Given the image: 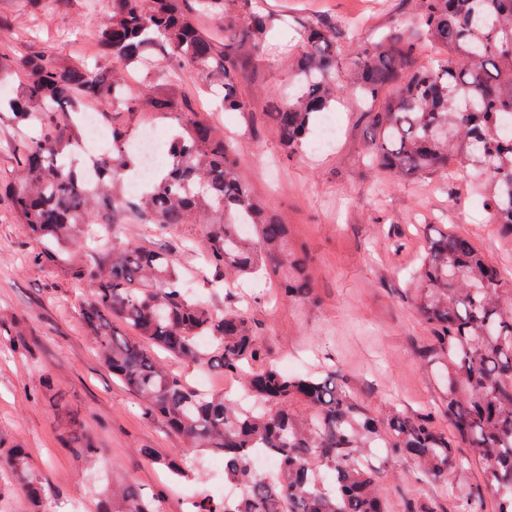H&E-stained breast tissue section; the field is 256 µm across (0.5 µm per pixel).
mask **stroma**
I'll list each match as a JSON object with an SVG mask.
<instances>
[{
	"label": "stroma",
	"mask_w": 512,
	"mask_h": 512,
	"mask_svg": "<svg viewBox=\"0 0 512 512\" xmlns=\"http://www.w3.org/2000/svg\"><path fill=\"white\" fill-rule=\"evenodd\" d=\"M416 0H288L290 14L334 18L346 36L336 71L338 141L319 155H287L274 132L272 113L293 87L290 61L302 51L286 33L275 34L264 52L240 74L242 91L262 99L251 114L224 112L207 96L199 112L223 126L239 148V172L267 211L287 226L290 252L307 254L308 274L318 298L304 304L280 296L282 270H269L250 288L213 285V270L202 255L205 231L187 224L162 236L153 225H113L115 240L168 250L186 270L189 292L218 311L246 310L268 361L281 369L321 373L337 366L350 387L385 418L394 409L433 404V386L417 352L433 333L413 306L409 277L425 252L431 227L469 239L512 280V236L491 224L466 172L451 170L417 180L380 172L368 152L371 116L346 88L355 55L366 38L396 21L416 38L420 65L444 57L442 48L418 36ZM15 12L14 0H0V12ZM26 50L53 48L69 59L85 56L109 14L108 0L86 8L85 0H40L35 11L15 12ZM38 241L25 236L7 201H0V436L22 448L45 494L32 504L21 492L0 498V512H66L82 500L95 512L98 498L131 485L159 497L161 512H186L188 496L218 497L223 470L209 468V454L191 448L157 418L144 414L135 396L100 361L79 315L93 285L72 278L64 266L35 265ZM32 339L17 354V337ZM70 419L62 428L61 419ZM93 442L100 452L103 483L90 480L77 448ZM182 460L188 478L169 491L159 465L144 456ZM381 492L391 512H402V492L417 486L414 467L398 458L386 464Z\"/></svg>",
	"instance_id": "35a3bbf8"
}]
</instances>
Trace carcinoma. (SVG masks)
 <instances>
[{
  "label": "carcinoma",
  "mask_w": 512,
  "mask_h": 512,
  "mask_svg": "<svg viewBox=\"0 0 512 512\" xmlns=\"http://www.w3.org/2000/svg\"><path fill=\"white\" fill-rule=\"evenodd\" d=\"M245 35L229 40L206 31L200 18L222 19L228 10ZM273 0H112L99 39L111 62L66 63L52 51L19 58L0 49V82L27 71L17 96L0 95V116L32 127L17 144L21 177L8 185L11 207L24 233L46 240L33 260L65 263L74 278L95 284L80 315L112 376L138 397L144 412L164 420L193 448L224 455V477L246 480L248 497L234 512H389L379 491L384 463L409 458L425 485L402 495V512H442L439 482L465 481L458 512H474L487 492L495 512H512V281H506L466 238L435 230L420 266L415 307L431 328L434 346L421 351L438 392L426 411L396 410L375 418L336 370L325 376L288 374L266 363L249 317L197 303L183 288L174 256L146 246L114 244L101 260L73 252L86 246L82 228L107 229L131 216L166 235L182 224L206 228L205 261L228 286L257 280L267 270H290L281 293L317 302L307 276L309 259L282 250L287 225L269 218L238 173L237 149L224 130L200 117L193 99L133 87L128 70L147 68V55L167 59L172 79L189 70L226 112H250L236 75L263 53L271 33L288 17ZM421 34L448 56L414 66L415 43L382 33L364 41L348 83L375 108L371 140L377 166L402 176H426L450 167L476 181L492 223L512 233V0H418ZM303 50L291 65L299 91L274 113L275 132L292 157L318 133L320 116L336 107L338 42L344 33L330 18L295 19ZM94 109L111 128L112 152L84 168L69 164L79 139L76 115ZM153 112L170 120L164 163L141 190L129 195L121 176L136 172L138 154L124 149L129 128L116 120ZM134 332L129 336L122 331ZM164 352L161 358L158 352ZM217 368L245 378L263 407L244 408L218 393L201 392L173 373L166 359ZM300 400L308 419L288 412ZM448 421L445 431L438 420ZM464 443L469 454L456 452ZM276 455L277 479L266 482L247 468L256 449ZM38 503L21 448H0V471ZM97 512H160L158 498L134 487L100 501Z\"/></svg>",
  "instance_id": "obj_1"
}]
</instances>
